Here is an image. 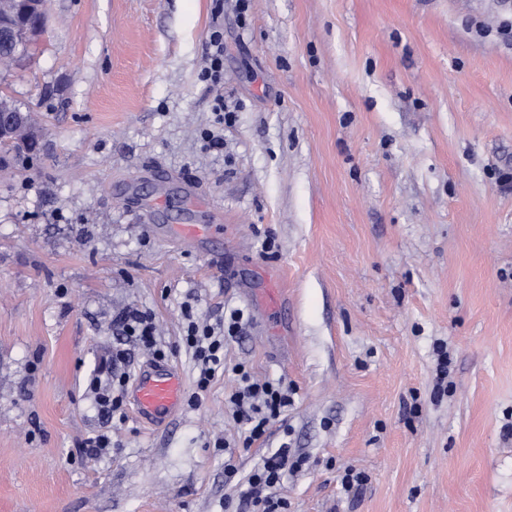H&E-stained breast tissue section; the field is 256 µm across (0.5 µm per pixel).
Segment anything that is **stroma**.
<instances>
[{"label": "stroma", "instance_id": "stroma-1", "mask_svg": "<svg viewBox=\"0 0 512 512\" xmlns=\"http://www.w3.org/2000/svg\"><path fill=\"white\" fill-rule=\"evenodd\" d=\"M223 2L49 0L0 85L45 132L0 169V512H230L285 438L288 512H512V0ZM186 304L244 309L227 362L295 389L230 484L234 380L196 393ZM131 307L182 378L161 426L89 390ZM208 66L201 73L204 82H216L224 69V32L220 26L211 29L208 39Z\"/></svg>", "mask_w": 512, "mask_h": 512}]
</instances>
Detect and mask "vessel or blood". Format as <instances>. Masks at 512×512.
I'll return each mask as SVG.
<instances>
[{"label": "vessel or blood", "mask_w": 512, "mask_h": 512, "mask_svg": "<svg viewBox=\"0 0 512 512\" xmlns=\"http://www.w3.org/2000/svg\"><path fill=\"white\" fill-rule=\"evenodd\" d=\"M181 399V377L171 365L156 362L139 372L132 401L140 419L153 425L164 424L174 415Z\"/></svg>", "instance_id": "1"}]
</instances>
